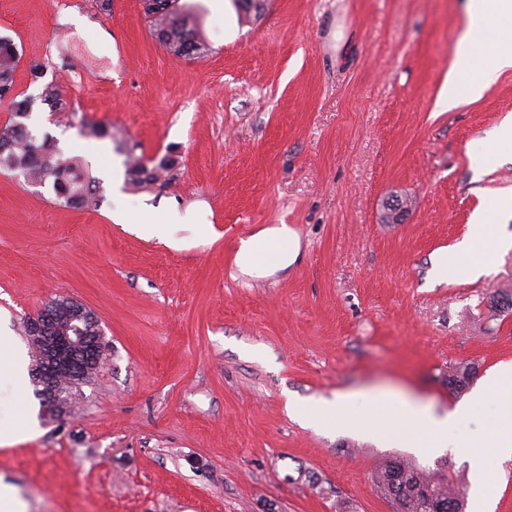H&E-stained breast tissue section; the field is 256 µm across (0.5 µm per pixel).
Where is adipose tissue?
Segmentation results:
<instances>
[{"instance_id": "ef3b65f1", "label": "adipose tissue", "mask_w": 512, "mask_h": 512, "mask_svg": "<svg viewBox=\"0 0 512 512\" xmlns=\"http://www.w3.org/2000/svg\"><path fill=\"white\" fill-rule=\"evenodd\" d=\"M467 10L468 25L458 42L456 62L438 99L445 110L457 107L462 99L481 98L496 72L512 69V0H467ZM495 243L488 214H478L473 236L453 251L437 255L435 265L443 272L463 267L471 275H479ZM299 248V237L288 225L266 226L241 241L235 263L242 274L260 278L288 268ZM360 400L365 403L363 413L352 415V405ZM470 412V407L464 406L438 415L418 401L371 390L337 393L333 400L312 408L310 415L320 423L366 431L377 432L385 425L401 427L408 432L411 448H442L448 442H458L460 447L472 449L477 487L483 490L490 484L496 463L512 457V425L474 440L462 427Z\"/></svg>"}]
</instances>
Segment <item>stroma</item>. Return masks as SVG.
<instances>
[{
	"mask_svg": "<svg viewBox=\"0 0 512 512\" xmlns=\"http://www.w3.org/2000/svg\"><path fill=\"white\" fill-rule=\"evenodd\" d=\"M195 2L201 58L162 48L141 0H0L29 127L103 192L78 209L0 172V328L29 356L23 319L67 298L105 345L63 416L34 385L0 383V406L30 410L28 433L0 444V480L25 512H394L372 474L401 457L457 478L474 512L469 449L312 424L303 406L384 388L444 413L512 362V309L492 304L512 294V209L491 212L499 244L480 276L431 261L512 197V155L474 161L512 121V69L438 106L466 0H268L257 19ZM33 61L66 111L39 102ZM84 118L110 136H85ZM126 144L148 165L173 157V180L135 184ZM395 199L407 210L385 223ZM152 208L192 216L172 225L177 246L115 219ZM276 224L298 233L296 262L241 274V239ZM471 362L450 392V367Z\"/></svg>",
	"mask_w": 512,
	"mask_h": 512,
	"instance_id": "obj_1",
	"label": "stroma"
}]
</instances>
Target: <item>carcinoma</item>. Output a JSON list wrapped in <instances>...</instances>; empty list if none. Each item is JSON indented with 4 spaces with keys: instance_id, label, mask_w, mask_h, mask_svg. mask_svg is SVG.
<instances>
[{
    "instance_id": "cac0c4a2",
    "label": "carcinoma",
    "mask_w": 512,
    "mask_h": 512,
    "mask_svg": "<svg viewBox=\"0 0 512 512\" xmlns=\"http://www.w3.org/2000/svg\"><path fill=\"white\" fill-rule=\"evenodd\" d=\"M143 12L148 18L152 36L175 57H199L207 51L201 37L198 6L179 4V0H142ZM22 54L14 41L0 37V104L8 103L11 118L0 127V171L17 172L29 184L51 182L57 201L79 209H95L102 197L100 182L90 177L76 156H65L48 139H38L24 119L32 105L29 97L14 92L15 75ZM42 103L51 111L63 107L61 88L53 82L40 93ZM127 153L129 171L141 182L159 180L174 167V160L162 158L152 169H147L134 155ZM25 336L31 348L33 380L36 393L44 395L40 377L41 345L39 332L32 319L24 324ZM477 374L470 364L459 365L448 374V389L459 392L468 387ZM372 481L377 491L390 500L396 512H435L440 504L466 507L465 496L453 476L439 468L426 469L403 459H390L377 469Z\"/></svg>"
}]
</instances>
